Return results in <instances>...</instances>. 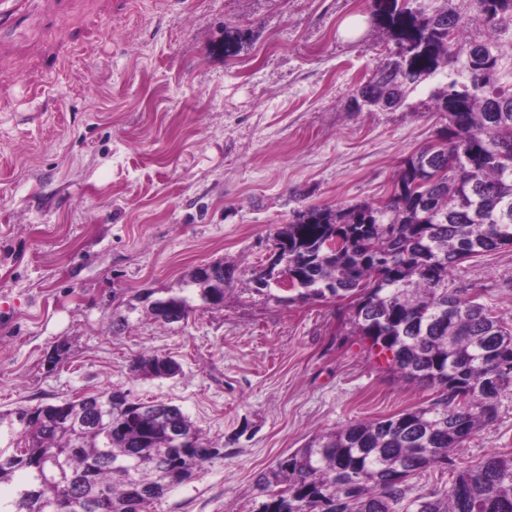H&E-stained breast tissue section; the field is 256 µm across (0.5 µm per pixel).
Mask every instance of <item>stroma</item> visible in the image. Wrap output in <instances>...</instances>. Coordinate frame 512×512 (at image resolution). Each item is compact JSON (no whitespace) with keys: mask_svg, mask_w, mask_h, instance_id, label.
I'll list each match as a JSON object with an SVG mask.
<instances>
[{"mask_svg":"<svg viewBox=\"0 0 512 512\" xmlns=\"http://www.w3.org/2000/svg\"><path fill=\"white\" fill-rule=\"evenodd\" d=\"M385 48L369 0H39L0 39V409L119 388L176 404L224 455L152 512H251L279 458L432 398L352 335L347 302L247 276L297 210L385 200L443 125L434 78L398 108L350 111ZM213 262L236 275L204 306L188 281ZM453 279L512 316V248ZM174 295L188 320L155 321L149 300ZM144 353L180 373L136 375ZM504 453L512 393L457 458Z\"/></svg>","mask_w":512,"mask_h":512,"instance_id":"stroma-1","label":"stroma"}]
</instances>
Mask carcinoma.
I'll list each match as a JSON object with an SVG mask.
<instances>
[{
  "instance_id": "carcinoma-1",
  "label": "carcinoma",
  "mask_w": 512,
  "mask_h": 512,
  "mask_svg": "<svg viewBox=\"0 0 512 512\" xmlns=\"http://www.w3.org/2000/svg\"><path fill=\"white\" fill-rule=\"evenodd\" d=\"M417 0H373L388 51L351 98L356 112L394 108L430 77L447 123L436 139L404 158L389 197L346 208L309 205L273 236L278 264L298 298L348 299L351 333L392 352L387 364L435 389L428 404L383 420L319 434L255 480L252 512H395L408 481L452 455L497 418L512 391V317L453 286V270L474 255L512 246V87L500 84L502 51L488 41L465 56L451 42L473 19L495 31L512 19V0H468L469 15L448 3L423 12ZM497 111L490 110L491 105ZM200 287L224 298L235 269ZM188 319L184 297L159 303ZM133 371L170 378L171 357L146 353ZM147 402L121 389L0 411V512H75L72 502L99 487L111 494L97 512H151L172 488L224 455L178 406L169 421L186 441L172 445L168 421L149 419ZM416 512H512V454L489 455L451 472L449 488L410 502Z\"/></svg>"
}]
</instances>
